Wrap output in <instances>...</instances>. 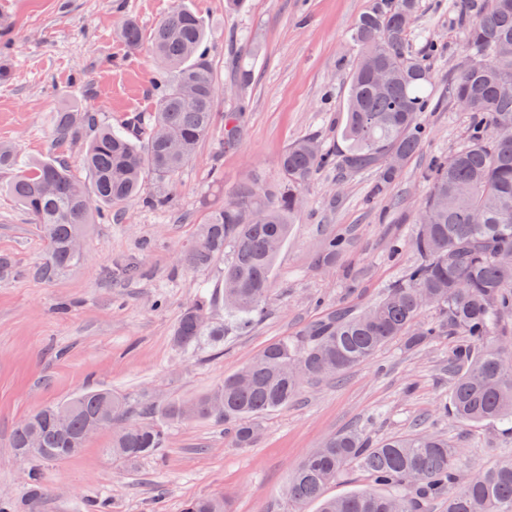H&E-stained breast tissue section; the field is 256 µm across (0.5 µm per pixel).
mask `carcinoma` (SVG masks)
I'll return each mask as SVG.
<instances>
[{
	"label": "carcinoma",
	"mask_w": 512,
	"mask_h": 512,
	"mask_svg": "<svg viewBox=\"0 0 512 512\" xmlns=\"http://www.w3.org/2000/svg\"><path fill=\"white\" fill-rule=\"evenodd\" d=\"M415 10L416 0H385L353 24L358 55L341 128V166L352 175L372 169L381 181H391L400 169L390 166V157L407 160L428 134L421 115L434 105L431 73L406 49ZM461 11L470 64L452 74L449 89L478 120L464 145L435 161L412 237L420 261L402 280L364 311L333 310L301 334L269 344L192 399L146 405L96 388L47 405L15 427L14 455L41 461L76 456L93 421L103 428L121 423L107 453L127 463L158 455L171 427L195 420L233 425L235 445L249 448L258 436L256 419L288 406L305 382L340 376L397 340L419 350L444 336L455 337L448 349L449 402L430 425L451 415L464 423H497L512 436V56H498L502 43H512V0L463 4ZM207 35L202 17L181 4L155 24L156 95L148 117L133 116L114 129L95 126L85 109L56 114L61 143L96 127L84 154L89 183L76 180L61 158L23 160L15 148L0 145V167L19 169L8 191L44 234L46 272L79 264L82 254L71 244L82 238L85 225L107 208L116 212L140 200L148 179L161 188L173 184L214 131L216 82ZM119 36L129 49L143 42L135 19L123 23ZM375 65L389 74L383 88L374 81ZM240 118L239 112L224 115L229 146L239 135ZM335 164L336 149L315 137L298 138L279 157L277 186L253 177L211 213L181 261L200 268L224 258L222 288L184 309L172 334L177 350L217 352L228 334L248 330L262 316L302 190L319 169ZM425 295L438 320L421 324ZM221 301L224 320L214 321L212 307ZM350 467L389 492L325 496ZM288 500L298 507L317 502L319 512H432L439 501L448 503L447 512H512V455L473 471L432 428L375 445L353 429L329 437L300 462ZM183 512L232 510L224 497L205 496L188 501Z\"/></svg>",
	"instance_id": "carcinoma-1"
}]
</instances>
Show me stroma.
<instances>
[{
  "label": "stroma",
  "mask_w": 512,
  "mask_h": 512,
  "mask_svg": "<svg viewBox=\"0 0 512 512\" xmlns=\"http://www.w3.org/2000/svg\"><path fill=\"white\" fill-rule=\"evenodd\" d=\"M459 2L418 0L408 35L442 102L422 115L427 138L388 184L372 172H316L277 257L264 314L215 355L176 351L171 334L200 290L217 288L224 263L191 268L180 256L210 211L252 172L279 183L278 157L294 139L313 133L343 150L339 129L357 54L350 29L381 0H244L235 12L225 0H0L9 21L0 42L11 44L9 76L0 82V143L15 145L23 158L59 155L85 178L84 144L57 143L56 113L87 108L99 124L115 127L149 114L156 63L148 46L128 49L118 30L131 16L151 32L180 3L210 30L217 112L243 113L235 145L213 135L182 169L175 208L149 205L156 187L146 182L144 201L127 205L120 219L87 225L79 265L49 277L40 228L6 189L14 171L0 169V260L8 263L0 274V499L21 498L36 472L46 493L30 512H83L96 497L109 498L112 512H182L186 501L216 494L231 499L233 512H298L286 495L288 476L327 437L361 426L376 443L434 413L447 388L440 379L447 343L409 350L397 342L339 377L305 383L288 407L258 418L250 448L233 447L230 426L210 421L172 427L159 456L135 463L108 454V430L57 462L22 461L10 448L20 420L88 387L154 404L205 392L326 312L371 305L418 263L411 238L431 166L460 147L474 124L448 97V77L466 57ZM434 41L441 51H432ZM254 44L259 54H251ZM236 58L252 64L248 89L237 87ZM335 236L346 245L324 261ZM395 238L396 254L389 247ZM439 429L476 467L512 444L490 423L448 419Z\"/></svg>",
  "instance_id": "1"
}]
</instances>
